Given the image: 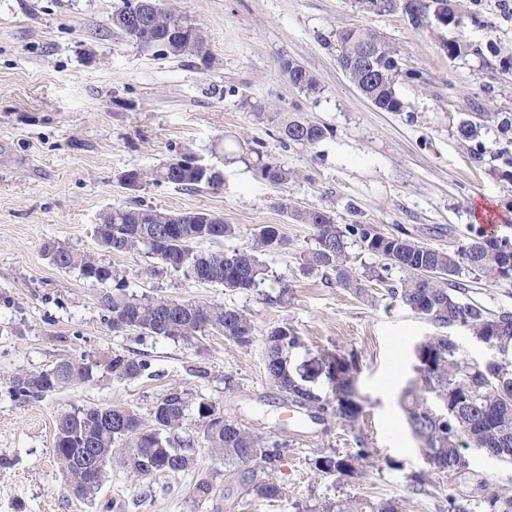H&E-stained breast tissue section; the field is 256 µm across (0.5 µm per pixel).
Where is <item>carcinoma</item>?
<instances>
[{"mask_svg": "<svg viewBox=\"0 0 512 512\" xmlns=\"http://www.w3.org/2000/svg\"><path fill=\"white\" fill-rule=\"evenodd\" d=\"M174 15L166 5L151 18L152 44L131 28L112 25L113 30L139 47H157L172 56L182 55L183 37L173 33ZM337 62L347 65L363 56L369 47L380 48L379 69L391 67L388 54L394 45L371 28L352 27L337 33ZM294 61L284 59L281 67L297 88L314 94L317 82L303 68L290 69ZM349 78L377 109L399 112L404 108L396 85L399 76H370L354 68ZM280 141L295 146L315 148L334 135L333 129L308 121L290 120L278 127ZM253 168L262 180L283 186L295 177L285 166L263 158L257 149ZM122 179L147 183H166L180 189L207 188L219 190V172L202 168L188 152L178 153L151 172L127 171ZM278 208L290 214L298 224L312 229L314 246L300 255L307 271L331 272L338 286L355 296L369 300L366 283H384L396 271L400 273L391 293L416 314L440 327L463 326L472 336L486 338L496 344L497 362L485 365L466 359L456 342L446 336H434L424 348L423 387L411 393L406 406L408 425L421 442L422 450L431 456L434 468L450 479L467 473L461 461L460 448H486L501 455L500 461L512 464V312L492 313L463 302L459 294L467 284L459 281L463 272L482 275L495 282L512 283V275L503 270L512 260V240L494 235H479L452 249L428 246L406 231L385 233L374 224H339L324 209H300L286 201ZM213 213L198 210L169 212L136 200L127 206H116L102 212L94 225L99 246L112 254L137 251L154 260L150 272L155 275L177 273L187 281L219 284L228 292H245L258 286L264 274L261 256L275 252L286 242L276 224H264L253 233L252 244L245 250L203 251L205 242L219 243L237 236L234 224H205L202 217ZM379 259L360 273L350 264L349 248L353 246ZM45 252L61 268L79 270L81 276L105 288L99 305L104 321L112 331L136 330L142 335L176 340H192L209 331L235 340L240 345L252 341L255 326L243 311L196 300H180L162 295L130 294L126 282L112 266L96 255L71 250L64 245L48 244ZM441 268L447 277L425 280L421 271ZM266 371L286 399L314 414H333L352 419L360 411L354 388L358 360L325 353L326 382L330 393L321 395L311 387H303L290 368V354L302 347L298 333L288 324L273 326L265 332ZM109 372L121 379L153 377L151 362L141 355L120 353L101 358L84 353L69 357L53 367L35 372L16 373L9 378L10 396L21 402L37 400L75 384L91 383L99 372ZM448 405V415L439 416L427 406L428 397ZM208 402H194L182 390L171 388L158 397L144 419L131 406L123 403L91 405L66 410L56 420L53 453L68 481V488L78 499L91 500L100 489L106 469H95L79 462V449L96 448L98 453L112 455V462L123 471L146 478L157 473L179 474L195 468L193 439L181 435L184 422L193 414L199 421L208 448L217 464L224 469L249 467L265 478L248 485V492L260 499L280 496L276 474L282 463L281 449L287 442L271 434L264 435L244 427L230 418L207 426L202 423ZM370 452L360 448L345 456L328 454L318 457L314 466L323 474L355 475L363 467ZM477 500L478 512H512V490L488 482ZM213 478L197 480L193 495L197 502L215 498ZM323 512H399L398 502L383 499L377 503L361 499L341 500L325 506Z\"/></svg>", "mask_w": 512, "mask_h": 512, "instance_id": "cac0c4a2", "label": "carcinoma"}]
</instances>
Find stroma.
<instances>
[{"label": "stroma", "mask_w": 512, "mask_h": 512, "mask_svg": "<svg viewBox=\"0 0 512 512\" xmlns=\"http://www.w3.org/2000/svg\"><path fill=\"white\" fill-rule=\"evenodd\" d=\"M467 46L450 58L439 24L415 27L402 12L375 15L360 0H170L201 31L202 53L166 57L113 34L121 0H0V512H322L325 503L357 497L393 498L400 512H448V496L478 495L480 481L512 488V464L464 449L466 479L450 486L425 459L411 433L403 393L419 342L447 336L467 359L488 351L466 328L439 327L373 285L367 302L322 273H306L299 254L312 245L308 225L276 206L334 212L341 224L404 228L419 241L446 248L480 233L482 216L498 218L497 233L512 238V0H457ZM368 27L400 48L406 69L421 81L398 82L399 112L376 109L336 61V33ZM288 58L316 80L302 92L283 74ZM272 120L256 119L251 104ZM482 117L478 138L458 134L461 120ZM302 118L334 129L314 148L286 146L277 128ZM263 150L296 177L274 186L229 158L241 142ZM189 150L218 168L220 191L147 184L123 187L131 169L152 170ZM173 211L207 210L237 225L224 249L250 246L258 225H280L287 249L264 255L259 288L230 293L172 274L146 275L149 258L100 250L93 226L104 209L132 199ZM97 254L123 277L128 291L236 307L253 320L250 344L217 334L189 341L115 333L98 304L99 285L62 269L46 243ZM287 289L288 302L276 297ZM285 323L303 343L292 365L324 353L355 355L353 419L317 421L290 406L268 377L264 333ZM144 354L152 378L104 374L45 399L14 400L4 383L16 372L39 371L82 353ZM205 400L226 417L259 432L283 431L288 445L274 500L245 492L250 473L216 475L214 505H198L197 478L217 468L202 432L188 423L195 470L130 476L109 467L96 501L66 490L53 456L56 418L86 405L128 404L148 414L171 388ZM369 448L354 476L316 472L317 457Z\"/></svg>", "instance_id": "obj_1"}]
</instances>
